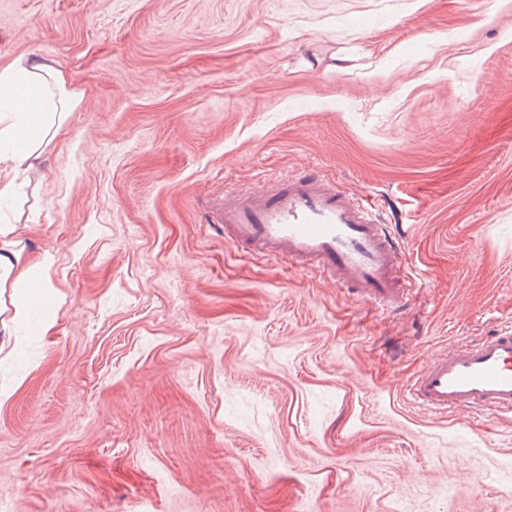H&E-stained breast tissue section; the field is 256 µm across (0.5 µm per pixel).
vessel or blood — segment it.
Masks as SVG:
<instances>
[{"label":"vessel or blood","mask_w":512,"mask_h":512,"mask_svg":"<svg viewBox=\"0 0 512 512\" xmlns=\"http://www.w3.org/2000/svg\"><path fill=\"white\" fill-rule=\"evenodd\" d=\"M214 221L237 247L318 267L386 309L409 302L400 245L379 224L372 202L333 180L302 176L279 186L225 189ZM408 392L435 414L472 410L512 421V323H499L477 342L434 360Z\"/></svg>","instance_id":"vessel-or-blood-1"}]
</instances>
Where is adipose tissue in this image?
Instances as JSON below:
<instances>
[{
    "instance_id": "obj_1",
    "label": "adipose tissue",
    "mask_w": 512,
    "mask_h": 512,
    "mask_svg": "<svg viewBox=\"0 0 512 512\" xmlns=\"http://www.w3.org/2000/svg\"><path fill=\"white\" fill-rule=\"evenodd\" d=\"M0 198L15 194L20 173L28 171L59 132L55 114L65 104V78L57 64L43 58H18L0 68ZM12 224L0 225V312L11 310L13 321H29L53 299L49 272L55 262L42 253L26 264L11 250Z\"/></svg>"
}]
</instances>
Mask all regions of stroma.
<instances>
[{"label": "stroma", "instance_id": "1", "mask_svg": "<svg viewBox=\"0 0 512 512\" xmlns=\"http://www.w3.org/2000/svg\"><path fill=\"white\" fill-rule=\"evenodd\" d=\"M31 54L78 104L0 202L55 256L0 340L10 512H512V424L404 392L512 321V0H0ZM305 173L375 198L408 309L213 224Z\"/></svg>", "mask_w": 512, "mask_h": 512}]
</instances>
